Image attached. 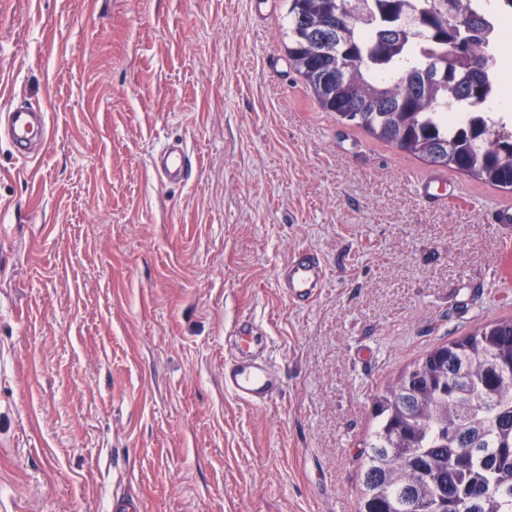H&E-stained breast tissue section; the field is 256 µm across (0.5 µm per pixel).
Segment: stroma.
Wrapping results in <instances>:
<instances>
[{"instance_id":"35a3bbf8","label":"stroma","mask_w":512,"mask_h":512,"mask_svg":"<svg viewBox=\"0 0 512 512\" xmlns=\"http://www.w3.org/2000/svg\"><path fill=\"white\" fill-rule=\"evenodd\" d=\"M287 0H0V512H357L374 395L512 317V192L337 122L285 52ZM177 140L193 177L152 162ZM306 249L328 282L278 286ZM250 317L283 391L224 387ZM5 119V137L14 148L16 157L27 161L39 156L34 152L31 144L30 133L37 124L41 134L44 136L47 130L46 115L44 112H33L27 109H9L1 113Z\"/></svg>"}]
</instances>
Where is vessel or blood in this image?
I'll return each instance as SVG.
<instances>
[{"mask_svg": "<svg viewBox=\"0 0 512 512\" xmlns=\"http://www.w3.org/2000/svg\"><path fill=\"white\" fill-rule=\"evenodd\" d=\"M5 137L18 159H33L30 133L33 127H46V115L27 109L5 112ZM163 181L173 185L187 183L192 175L191 156L180 142L166 144L154 158ZM325 272L319 258L302 250L288 260L283 273L285 293L294 303H305L318 294ZM234 349L224 364V387L239 401L253 406L266 405L280 389L281 382L271 365L259 353L260 336L254 324L243 320L235 324Z\"/></svg>", "mask_w": 512, "mask_h": 512, "instance_id": "b4317fda", "label": "vessel or blood"}]
</instances>
